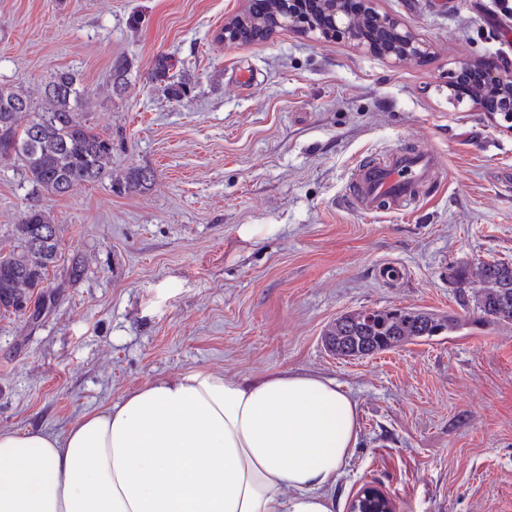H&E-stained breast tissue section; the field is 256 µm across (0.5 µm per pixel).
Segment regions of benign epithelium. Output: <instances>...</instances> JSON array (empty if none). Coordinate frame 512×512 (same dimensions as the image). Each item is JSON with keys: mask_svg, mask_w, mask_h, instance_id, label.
Listing matches in <instances>:
<instances>
[{"mask_svg": "<svg viewBox=\"0 0 512 512\" xmlns=\"http://www.w3.org/2000/svg\"><path fill=\"white\" fill-rule=\"evenodd\" d=\"M349 3L350 0H277L273 23L278 30H297L321 40L352 41L395 64L409 63L423 55L412 29L380 10L377 0H360L356 11L350 9ZM262 20L263 16L249 12L225 23L224 44L262 40L269 28ZM464 77L494 96L501 116L512 117V66L490 60L457 61L448 81V96L456 102L467 98Z\"/></svg>", "mask_w": 512, "mask_h": 512, "instance_id": "obj_1", "label": "benign epithelium"}]
</instances>
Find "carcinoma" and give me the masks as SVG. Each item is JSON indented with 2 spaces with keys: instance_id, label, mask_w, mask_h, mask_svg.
Returning a JSON list of instances; mask_svg holds the SVG:
<instances>
[{
  "instance_id": "obj_1",
  "label": "carcinoma",
  "mask_w": 512,
  "mask_h": 512,
  "mask_svg": "<svg viewBox=\"0 0 512 512\" xmlns=\"http://www.w3.org/2000/svg\"><path fill=\"white\" fill-rule=\"evenodd\" d=\"M132 68L126 58L111 65L112 88L122 92ZM168 59L157 60L149 79L163 85V93L176 100L186 94L187 83L169 74ZM86 95L80 78L69 70L56 71L44 88V111L26 124L21 114L30 111L27 96L0 87V157L21 162L26 181L36 191L64 195L74 188L108 182L113 191L148 188L155 175L132 167L120 178L112 176V140L83 122L79 109ZM17 245L0 247V311L23 313L56 267L60 240L46 211L31 205L14 225ZM478 278L475 308L486 323L512 322V264L483 262L476 272L453 269L460 305L469 303L465 287ZM461 326L458 317L408 308L358 309L347 312L324 333L326 348L341 358L359 359L395 349L407 342L447 335Z\"/></svg>"
}]
</instances>
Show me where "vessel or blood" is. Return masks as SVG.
I'll use <instances>...</instances> for the list:
<instances>
[{"label":"vessel or blood","mask_w":512,"mask_h":512,"mask_svg":"<svg viewBox=\"0 0 512 512\" xmlns=\"http://www.w3.org/2000/svg\"><path fill=\"white\" fill-rule=\"evenodd\" d=\"M443 169L439 157L429 149L391 150L359 167L345 205L366 214L416 208L422 202L421 186L437 181Z\"/></svg>","instance_id":"obj_1"}]
</instances>
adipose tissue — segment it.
Instances as JSON below:
<instances>
[{"label":"adipose tissue","instance_id":"1","mask_svg":"<svg viewBox=\"0 0 512 512\" xmlns=\"http://www.w3.org/2000/svg\"><path fill=\"white\" fill-rule=\"evenodd\" d=\"M357 434L332 379L193 369L60 437L0 430V512H334Z\"/></svg>","mask_w":512,"mask_h":512}]
</instances>
